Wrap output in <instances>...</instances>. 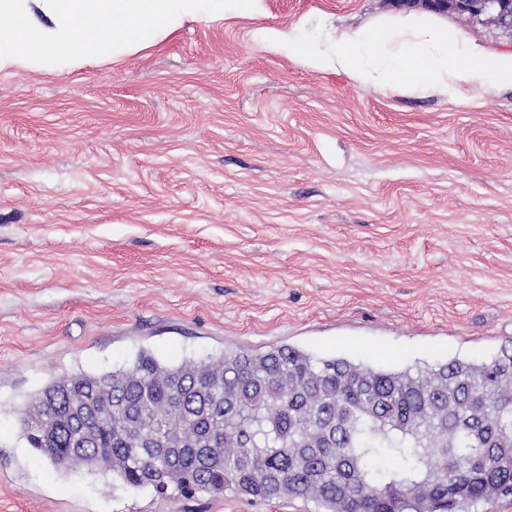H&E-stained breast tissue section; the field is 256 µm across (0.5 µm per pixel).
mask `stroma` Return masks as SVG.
Masks as SVG:
<instances>
[{"label":"stroma","mask_w":512,"mask_h":512,"mask_svg":"<svg viewBox=\"0 0 512 512\" xmlns=\"http://www.w3.org/2000/svg\"><path fill=\"white\" fill-rule=\"evenodd\" d=\"M423 10L262 0L114 62L0 72V512H317L161 498L21 438L26 395L143 349L409 366L512 351V87L362 89L256 39Z\"/></svg>","instance_id":"stroma-1"}]
</instances>
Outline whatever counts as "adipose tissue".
Returning <instances> with one entry per match:
<instances>
[{
  "label": "adipose tissue",
  "instance_id": "obj_1",
  "mask_svg": "<svg viewBox=\"0 0 512 512\" xmlns=\"http://www.w3.org/2000/svg\"><path fill=\"white\" fill-rule=\"evenodd\" d=\"M261 0H0V71L77 66L144 48L142 36L185 21L258 13ZM102 28L97 40L86 32ZM273 53L314 72L344 73L356 86L461 99L512 83V50L490 51L428 14L381 19L372 28L308 38L301 25L257 34Z\"/></svg>",
  "mask_w": 512,
  "mask_h": 512
}]
</instances>
